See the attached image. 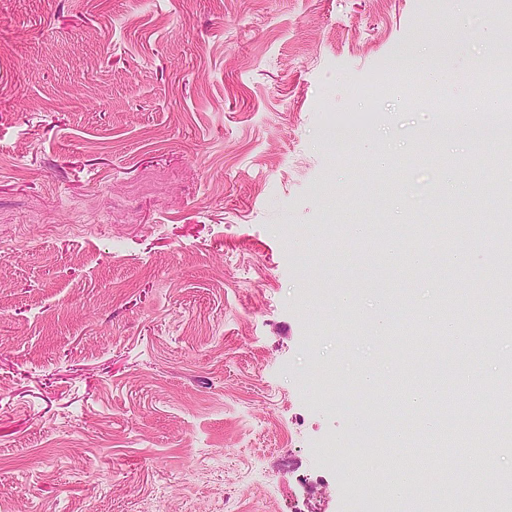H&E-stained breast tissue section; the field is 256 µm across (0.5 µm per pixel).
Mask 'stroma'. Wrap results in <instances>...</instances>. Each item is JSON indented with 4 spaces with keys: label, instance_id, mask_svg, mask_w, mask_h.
<instances>
[{
    "label": "stroma",
    "instance_id": "stroma-1",
    "mask_svg": "<svg viewBox=\"0 0 512 512\" xmlns=\"http://www.w3.org/2000/svg\"><path fill=\"white\" fill-rule=\"evenodd\" d=\"M512 0H0V512H396L403 331L440 272L491 323L482 236L391 264L417 201L494 200L473 78ZM442 67L412 93L404 77ZM462 110L464 173L413 145ZM355 145L339 152V138ZM377 214L369 239L350 225ZM344 236V252L325 251ZM357 290L355 313L336 309ZM387 296L391 325L370 333ZM496 336L442 350L499 371ZM378 369L376 392L354 382ZM376 429L359 436L371 406Z\"/></svg>",
    "mask_w": 512,
    "mask_h": 512
}]
</instances>
